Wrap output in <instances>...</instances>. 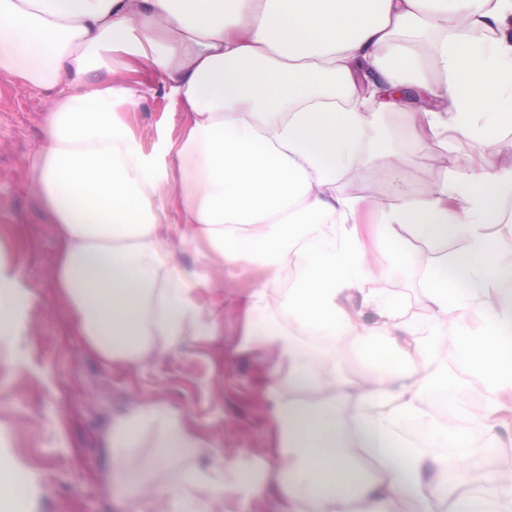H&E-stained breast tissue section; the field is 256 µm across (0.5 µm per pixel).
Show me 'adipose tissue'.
<instances>
[{"instance_id":"1","label":"adipose tissue","mask_w":512,"mask_h":512,"mask_svg":"<svg viewBox=\"0 0 512 512\" xmlns=\"http://www.w3.org/2000/svg\"><path fill=\"white\" fill-rule=\"evenodd\" d=\"M1 83L53 93L30 179L58 237L54 294L89 351L137 363L192 330L214 332L190 288L218 282L183 274L185 245L205 247L226 276H260L239 307L252 348L274 355L264 391L283 467L270 485L188 471L160 493L170 512L229 491L240 512L268 493L279 512H394L397 502L437 512L471 449L492 455L512 437V245L487 232L512 223V167L410 193L384 149L391 199L336 191L398 91L424 100L418 131L443 149L512 125V0H0ZM156 92L187 124L179 141L148 150L129 113ZM170 185L164 223L157 200ZM453 238L462 251L449 250ZM422 241L434 253L422 275L428 326L378 288L382 269L366 261L374 251L393 269ZM5 248L0 344L28 322ZM341 337L373 376L336 367ZM448 348L453 381L427 365ZM374 405L390 407L393 426L368 418ZM149 429L156 450L144 458ZM108 446L135 475L197 440L153 406L115 422ZM479 484L462 512H512V476L488 471Z\"/></svg>"}]
</instances>
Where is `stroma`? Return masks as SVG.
I'll use <instances>...</instances> for the list:
<instances>
[{"instance_id": "1", "label": "stroma", "mask_w": 512, "mask_h": 512, "mask_svg": "<svg viewBox=\"0 0 512 512\" xmlns=\"http://www.w3.org/2000/svg\"><path fill=\"white\" fill-rule=\"evenodd\" d=\"M48 91L0 85V228L22 231L27 247L14 255L30 296L28 330L19 346L27 364L12 367L14 354L0 347V459L11 462L28 485V512H154L159 492L187 471L215 466L271 481L269 456L274 425L262 396L263 362L247 347L235 304L254 275L228 278L222 289L197 288L203 320L217 333L186 337L175 351L145 364L102 362L78 336L75 320L55 302L51 267L57 248L47 203L29 182L28 167L41 138ZM414 104L377 115L402 160L406 187L426 191L454 179L440 163V150L412 133ZM145 148L178 140L184 114L163 95L145 98L129 115ZM373 144H360L356 172L343 175L338 192L383 198L385 186L371 160ZM422 267L390 271L380 287L403 293L411 314L430 316L417 299ZM147 406H161L186 421L198 440L191 457L149 470L132 490L117 482L118 463L107 452L111 423Z\"/></svg>"}]
</instances>
